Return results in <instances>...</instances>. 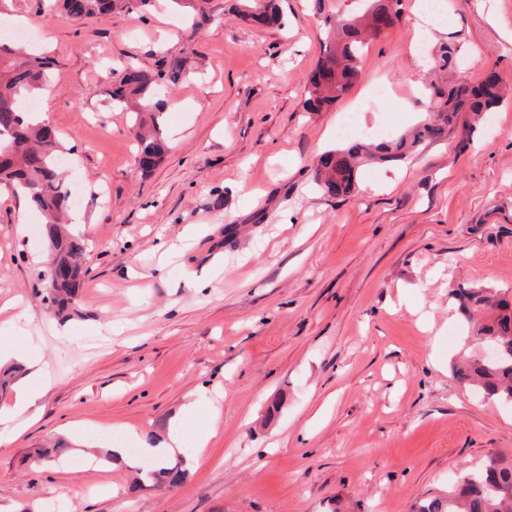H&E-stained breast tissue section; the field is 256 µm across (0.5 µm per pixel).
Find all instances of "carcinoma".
Wrapping results in <instances>:
<instances>
[{"label":"carcinoma","instance_id":"obj_1","mask_svg":"<svg viewBox=\"0 0 512 512\" xmlns=\"http://www.w3.org/2000/svg\"><path fill=\"white\" fill-rule=\"evenodd\" d=\"M250 2L254 9L248 17L253 21L282 24L275 0ZM325 2L315 0L327 34L308 80L304 100L308 112L330 108L351 89L359 77L364 48L383 32L379 22L385 20L391 26L401 14V0H367L365 9L357 14L338 9L327 12ZM62 6L69 17L82 21L115 12L146 11L154 6V0H62ZM456 51L444 43L434 54L435 66L426 79V91L435 105L429 118L410 134L373 146L355 144L320 155L315 175L324 193L335 198L349 194L365 162L401 160L421 144L446 136L459 113L488 112L512 94V84L495 74L474 83L455 79ZM54 64L49 56L0 46V184L23 193L41 216L43 234L50 242L44 274L57 279L55 288L44 292V300L56 314L63 315L76 303L85 276V242L67 229L73 199L59 164L63 144L51 126L33 123V113L22 109L23 103L36 98L48 82ZM163 65L155 73L124 66L106 90L112 105L135 113L137 158L144 169L159 164L168 151L161 122L164 103L157 99L159 81L176 84L182 74V60L173 58ZM452 295L468 318L483 310L497 311L494 317L478 324L475 341L500 350L495 362L473 355L455 365L457 380L479 387L490 398L512 404V304L485 289L460 286L452 289ZM139 475L149 486L166 489L183 484L186 470L183 458L178 457L141 469ZM415 512H512V464L491 457L461 475L447 496L422 501Z\"/></svg>","mask_w":512,"mask_h":512}]
</instances>
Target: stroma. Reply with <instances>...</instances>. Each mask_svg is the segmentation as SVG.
Returning <instances> with one entry per match:
<instances>
[{"instance_id": "stroma-1", "label": "stroma", "mask_w": 512, "mask_h": 512, "mask_svg": "<svg viewBox=\"0 0 512 512\" xmlns=\"http://www.w3.org/2000/svg\"><path fill=\"white\" fill-rule=\"evenodd\" d=\"M371 42L361 76L326 112H307L325 38L311 0H279L283 26L242 18L244 0H157L144 13L72 22L47 0H0L56 60L40 97L82 188L88 269L59 316L39 290L47 244L17 195L0 197V348L47 377L22 436L0 446V512H413L492 456L512 460V405L459 384L476 344L449 319L465 284L512 298V100L461 113L443 139L364 166L354 192L326 196L314 165L361 139L406 133L431 108L419 60L459 48V72L512 79V0H442ZM170 149L135 161L133 119L106 100L112 69L157 71ZM172 245L162 255L160 244ZM224 396L182 423L199 451L179 487L136 489L140 448L187 396ZM62 440L65 462L29 454ZM123 444L121 466L86 464Z\"/></svg>"}]
</instances>
